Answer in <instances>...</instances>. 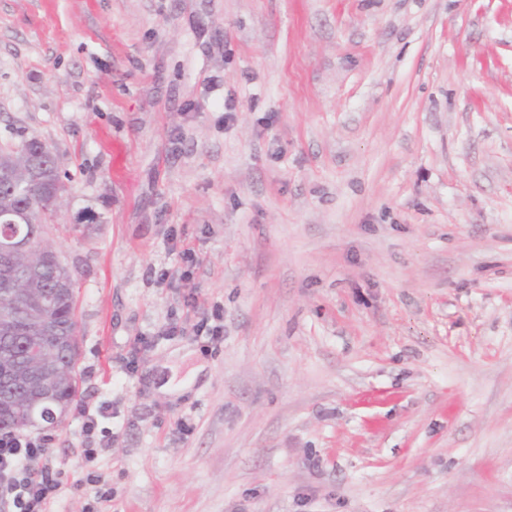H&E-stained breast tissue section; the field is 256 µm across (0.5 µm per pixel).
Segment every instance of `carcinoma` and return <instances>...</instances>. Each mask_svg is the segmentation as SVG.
Returning a JSON list of instances; mask_svg holds the SVG:
<instances>
[{
	"label": "carcinoma",
	"instance_id": "obj_1",
	"mask_svg": "<svg viewBox=\"0 0 512 512\" xmlns=\"http://www.w3.org/2000/svg\"><path fill=\"white\" fill-rule=\"evenodd\" d=\"M35 138H23L19 144L0 145V166L11 170L14 183L0 188V240L15 235L32 237L29 249L17 252L13 275H0V318L8 315L12 339L0 343V393L9 392L11 406L0 413V431L17 430L35 421L53 423L45 413L60 416L76 400L77 376L45 373L40 381L30 378L25 363V345L42 340V319L56 320L58 334L77 333V299L68 272L59 268L52 249L44 244V228L52 215L37 212L26 224H8L6 220L23 208L30 196L48 188L64 189L59 163L34 150ZM42 172V179L31 181V169Z\"/></svg>",
	"mask_w": 512,
	"mask_h": 512
}]
</instances>
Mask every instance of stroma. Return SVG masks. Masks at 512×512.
Returning a JSON list of instances; mask_svg holds the SVG:
<instances>
[{
  "label": "stroma",
  "instance_id": "stroma-1",
  "mask_svg": "<svg viewBox=\"0 0 512 512\" xmlns=\"http://www.w3.org/2000/svg\"><path fill=\"white\" fill-rule=\"evenodd\" d=\"M30 136L80 346L49 512L88 448L101 512H512V0H0Z\"/></svg>",
  "mask_w": 512,
  "mask_h": 512
}]
</instances>
